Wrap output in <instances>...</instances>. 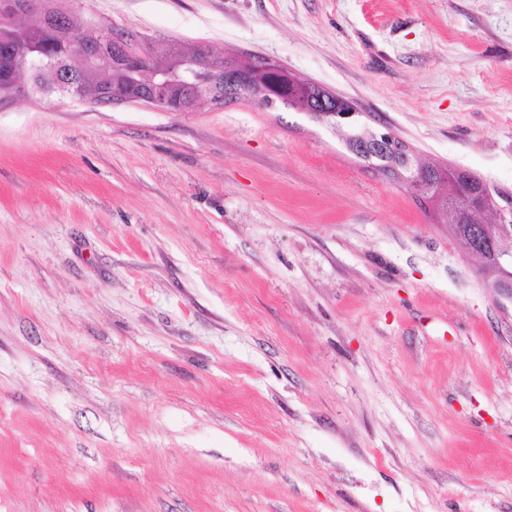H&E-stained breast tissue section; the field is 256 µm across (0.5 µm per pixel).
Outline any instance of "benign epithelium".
<instances>
[{
    "instance_id": "7a95c632",
    "label": "benign epithelium",
    "mask_w": 512,
    "mask_h": 512,
    "mask_svg": "<svg viewBox=\"0 0 512 512\" xmlns=\"http://www.w3.org/2000/svg\"><path fill=\"white\" fill-rule=\"evenodd\" d=\"M32 13L48 16L53 26H67L82 32L81 38L68 44L70 63L61 70L53 88L62 95H76L75 84L71 80L74 68L110 58L113 69L124 71L133 80L140 63L152 57L148 51L134 50L127 43L115 39L112 29L98 22L77 25L71 9L53 0H0V20L3 22L23 19ZM224 60V56L201 44L174 68L157 72L153 90L137 96H125L114 90L106 104H140L161 112H189L191 104L181 97L173 98L167 94V89L177 84L207 89L210 102L216 106H222L226 101H246L263 107L270 99H288L294 77L285 67L277 63L267 65L256 56L233 57L228 66L224 65ZM35 92L42 93L44 89L19 78L11 94L0 102L6 104L28 98ZM371 139L389 146L396 153L413 154L412 148L388 129L371 134ZM488 215L490 226L473 229L469 251L482 261L488 254H493L498 272L494 288L498 294L512 297V249L508 247L512 241V198L505 200L503 205H496Z\"/></svg>"
}]
</instances>
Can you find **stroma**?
I'll return each mask as SVG.
<instances>
[{
    "mask_svg": "<svg viewBox=\"0 0 512 512\" xmlns=\"http://www.w3.org/2000/svg\"><path fill=\"white\" fill-rule=\"evenodd\" d=\"M512 196V0H73ZM347 128L0 108V512H512V299ZM349 124H351L353 127V133L347 140L348 149H350L353 154L361 158L363 161H365V163H368L369 165L384 163L382 162V158L384 156L379 155V153L373 148L372 143L364 142L360 138H354L356 135L367 134L358 130V122H351ZM368 158H370V160H368Z\"/></svg>",
    "mask_w": 512,
    "mask_h": 512,
    "instance_id": "obj_1",
    "label": "stroma"
}]
</instances>
